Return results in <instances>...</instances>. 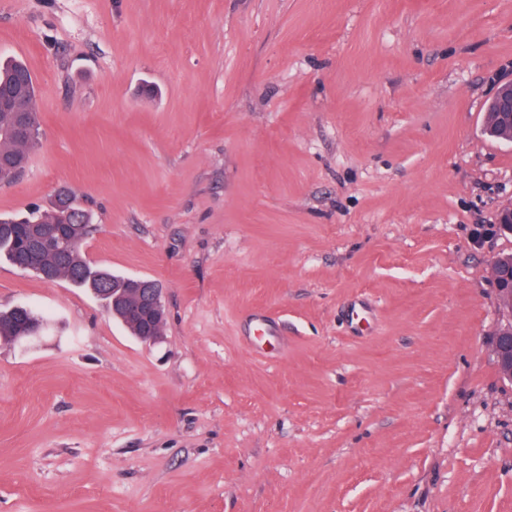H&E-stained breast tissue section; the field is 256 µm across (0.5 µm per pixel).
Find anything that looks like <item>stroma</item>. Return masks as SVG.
<instances>
[{"mask_svg": "<svg viewBox=\"0 0 512 512\" xmlns=\"http://www.w3.org/2000/svg\"><path fill=\"white\" fill-rule=\"evenodd\" d=\"M40 136L0 216L69 189L145 342L0 261V512H512L491 280L512 235V0H0ZM492 112V113H489ZM489 113V114H488ZM493 113L496 116V125L498 126L497 132L508 133V138L503 139L507 142H512V79L500 83L497 91L488 105L487 114L485 117V123L487 129L492 125ZM491 136L499 139L498 135L494 131L489 130ZM42 321V318L30 308L18 307L8 312H1L0 339L13 342L33 325Z\"/></svg>", "mask_w": 512, "mask_h": 512, "instance_id": "obj_1", "label": "stroma"}]
</instances>
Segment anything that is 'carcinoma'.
<instances>
[{"mask_svg": "<svg viewBox=\"0 0 512 512\" xmlns=\"http://www.w3.org/2000/svg\"><path fill=\"white\" fill-rule=\"evenodd\" d=\"M25 71L26 67L20 62L0 64V88L13 86L17 77ZM13 123L14 117L11 114L0 115V159L23 165L27 163L32 144L12 135L10 127ZM65 209H78L74 198L69 194L60 197L50 212L34 209L20 218H0V258L3 257L12 265L43 279L65 278L99 294L100 299L110 307L112 293L103 294L101 289L112 287V282L119 281V277L106 269L90 265L83 257L81 245L86 225H69L71 246L64 254L52 246L38 244L34 240L38 227L58 223ZM40 321L42 318L30 308L18 307L1 312L0 339L12 342Z\"/></svg>", "mask_w": 512, "mask_h": 512, "instance_id": "carcinoma-1", "label": "carcinoma"}]
</instances>
